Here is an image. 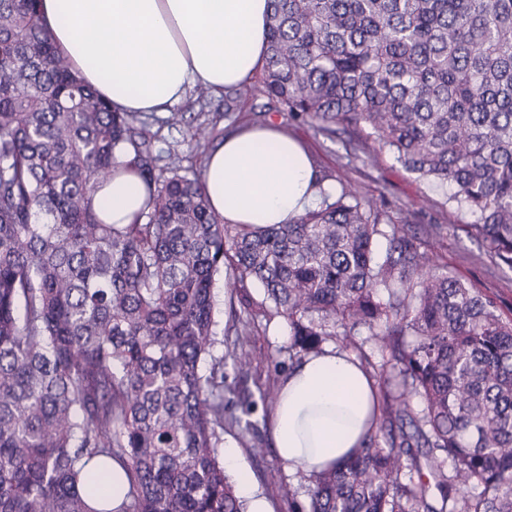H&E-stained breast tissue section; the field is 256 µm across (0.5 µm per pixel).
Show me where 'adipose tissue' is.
<instances>
[{"label": "adipose tissue", "mask_w": 512, "mask_h": 512, "mask_svg": "<svg viewBox=\"0 0 512 512\" xmlns=\"http://www.w3.org/2000/svg\"><path fill=\"white\" fill-rule=\"evenodd\" d=\"M268 0H41L40 18L72 70L113 109L162 112L196 86L222 92L248 82L266 59ZM224 224H290L322 202L301 142L276 124L245 127L211 151L202 174ZM147 191L120 170L101 182L96 210L131 224ZM377 387L336 347L288 373L271 408L273 443L289 473L313 474L360 447Z\"/></svg>", "instance_id": "1"}]
</instances>
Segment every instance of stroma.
<instances>
[{"instance_id": "35a3bbf8", "label": "stroma", "mask_w": 512, "mask_h": 512, "mask_svg": "<svg viewBox=\"0 0 512 512\" xmlns=\"http://www.w3.org/2000/svg\"><path fill=\"white\" fill-rule=\"evenodd\" d=\"M264 98L247 97L236 110L224 109V98L215 94L199 99L197 90L174 104L172 111L150 112L137 118L136 125L150 137L160 157L159 174L171 169L194 175L201 173L208 153L238 126L254 123ZM183 115L181 122L171 120L172 112ZM266 120L300 138L306 145L314 166L326 175L328 186L337 178L356 185L379 208L388 212L394 223L404 224L429 245L435 263L469 287L496 299L504 316L512 318V270L501 266L485 251L482 241L471 228L472 216L451 202L453 186L418 178L407 171L394 156L376 150L365 130L336 124L334 135H326L319 121L303 117L291 119L278 109L265 110ZM288 332L283 320H274L259 331L253 344V359L263 370L290 367L286 344ZM239 474L245 475L256 489H263L262 477L272 473L293 482L272 444L256 453L239 446Z\"/></svg>"}]
</instances>
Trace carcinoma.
<instances>
[{
    "label": "carcinoma",
    "mask_w": 512,
    "mask_h": 512,
    "mask_svg": "<svg viewBox=\"0 0 512 512\" xmlns=\"http://www.w3.org/2000/svg\"><path fill=\"white\" fill-rule=\"evenodd\" d=\"M270 2L261 80L225 89L226 106L261 96L366 126L408 171L453 185L512 269V0ZM38 3L0 0V512H245L222 444L235 430L263 447L256 412L282 377L251 366L259 315L288 323L290 359L333 343L384 385L353 458L296 487L265 480L288 512H512V319L496 300L339 177L292 224L220 222L201 177L156 174L134 116L71 70ZM118 163L149 192L134 224L94 209ZM221 275L243 314L230 309L219 357ZM114 464L128 491L97 509Z\"/></svg>",
    "instance_id": "obj_1"
}]
</instances>
